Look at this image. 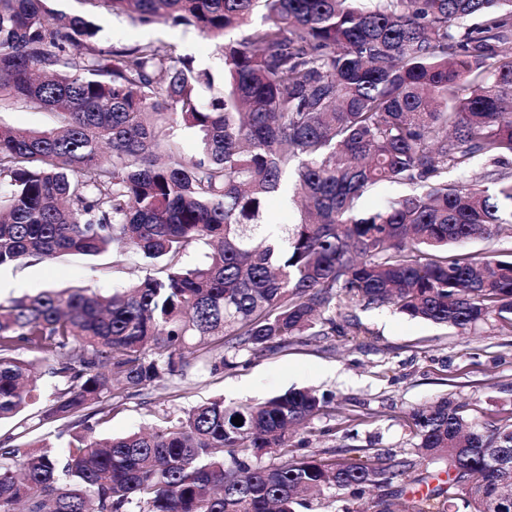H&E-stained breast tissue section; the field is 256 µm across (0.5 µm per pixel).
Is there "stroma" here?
Returning <instances> with one entry per match:
<instances>
[{"label": "stroma", "instance_id": "stroma-1", "mask_svg": "<svg viewBox=\"0 0 512 512\" xmlns=\"http://www.w3.org/2000/svg\"><path fill=\"white\" fill-rule=\"evenodd\" d=\"M95 22L104 44L120 48L142 40L158 41L192 56L197 67L218 68L213 41L169 24L141 26L98 11ZM136 253L114 250L95 258L64 255L51 263L9 265L0 276L13 281L0 301L48 287L82 286L103 294L144 276ZM342 333L296 336L281 348L253 357L238 355L236 367L217 373L193 359L186 376L161 379L130 392L111 418L98 426L102 435H122L162 425L170 414L223 397L245 403L308 387L332 396L327 414L301 430L304 452L359 459L409 451L415 443L408 422L412 410L450 397L465 415L482 419L512 410V332L491 322L462 333L415 320L387 306L353 304L338 318Z\"/></svg>", "mask_w": 512, "mask_h": 512}]
</instances>
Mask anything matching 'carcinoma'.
I'll return each instance as SVG.
<instances>
[{
	"label": "carcinoma",
	"instance_id": "cac0c4a2",
	"mask_svg": "<svg viewBox=\"0 0 512 512\" xmlns=\"http://www.w3.org/2000/svg\"><path fill=\"white\" fill-rule=\"evenodd\" d=\"M49 2L0 0V103L52 117L0 123V266L117 245L150 272L110 296L0 302V422L17 429L0 436V512H298L310 490L372 512H512V413L479 425L449 399L411 415L408 455L376 462L290 453L289 428L331 402L311 389L95 436L124 391L184 371L195 348L216 373L226 348L335 333L350 303L512 331V261L451 253L508 223L512 0H83L210 38L220 72L154 41L106 48L91 18ZM476 157L492 186L466 178ZM290 173L299 220L257 233ZM380 182L410 192L357 213ZM199 243L204 260L184 264ZM31 406L68 433L64 453L28 438ZM419 459L446 478L413 475Z\"/></svg>",
	"mask_w": 512,
	"mask_h": 512
}]
</instances>
